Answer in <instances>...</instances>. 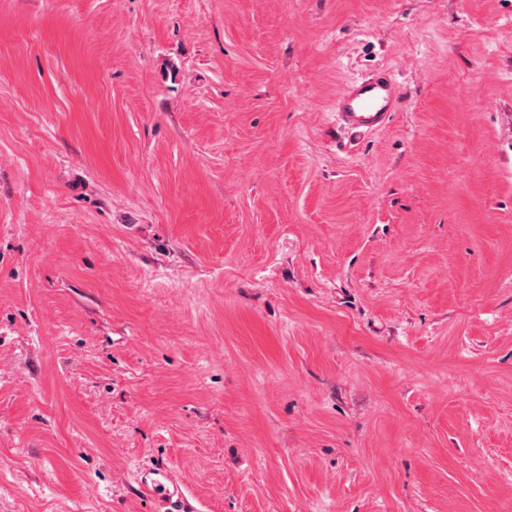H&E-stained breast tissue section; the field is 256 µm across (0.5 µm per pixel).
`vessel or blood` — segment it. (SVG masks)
I'll return each instance as SVG.
<instances>
[{"instance_id":"obj_1","label":"vessel or blood","mask_w":512,"mask_h":512,"mask_svg":"<svg viewBox=\"0 0 512 512\" xmlns=\"http://www.w3.org/2000/svg\"><path fill=\"white\" fill-rule=\"evenodd\" d=\"M400 103L398 85L385 72L347 85L338 94L336 114L353 130H369L382 126Z\"/></svg>"}]
</instances>
